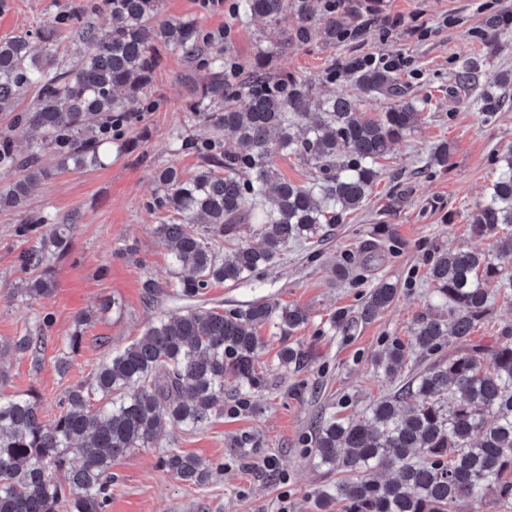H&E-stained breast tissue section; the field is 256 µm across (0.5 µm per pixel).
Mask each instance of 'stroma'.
I'll list each match as a JSON object with an SVG mask.
<instances>
[{
    "label": "stroma",
    "mask_w": 512,
    "mask_h": 512,
    "mask_svg": "<svg viewBox=\"0 0 512 512\" xmlns=\"http://www.w3.org/2000/svg\"><path fill=\"white\" fill-rule=\"evenodd\" d=\"M92 2L0 0V39L34 37L53 24L60 61L78 64V42L66 18L76 5ZM238 3L161 0V14L193 20L210 36V52H222L245 70L259 48L273 46L271 71L315 80L325 96L358 95L360 111L370 115L387 111L391 99L358 94L349 75L332 79L330 69L368 53L403 54L407 66L397 77L422 120L380 160V176L362 208L330 235L289 245L280 261L256 277L214 285L198 299V306L219 311L256 300L304 309L308 322L292 340L308 350V363L298 372L281 368L279 330L260 328L261 386L248 405H239L237 383L226 378L224 411L203 428L169 430L152 447L131 449L115 461L109 512H314L311 495L329 480L313 459L316 426L332 415L357 414L389 390L376 360L392 342H407L416 319L437 305L427 278L433 248L490 249L487 240L470 235L469 224L500 173L498 157L512 149V0H350V12L336 14L341 23L354 26L367 15L373 22L359 38L336 42L327 37L324 22L303 24L293 9L276 24L238 20ZM418 11L430 28L426 37L406 40L388 31L387 17L407 25ZM492 14L502 18L494 38L485 28ZM302 27L307 38L296 39ZM283 30L290 38L280 48ZM466 58L478 63L468 90L456 81ZM209 76L181 53L162 52L144 112L107 137L110 158L104 166L62 169L56 153H45L52 176L31 190L23 207H0V342L36 332L45 338L37 371L29 358L0 352V392L37 397L44 423L57 417L67 388L92 377L112 351L130 344L157 317L188 305L174 288L169 246L154 231L172 215L150 204L163 170L173 167L189 177L201 165L189 142L212 132L194 121L189 106ZM491 90L504 101L488 118L477 100ZM442 142L451 146L447 165L428 167ZM46 214L69 225L70 250L51 265L52 294L31 300L18 291L27 277L20 256L37 239L19 227ZM341 263L348 267L343 277L334 272ZM382 278L398 284L396 300L371 321L332 330L330 316L339 309L356 313ZM149 279L157 283L151 294L144 287ZM87 313L91 322L79 324ZM75 334L81 345L63 376L56 362ZM168 448L196 456L214 475L201 486L175 479L160 462Z\"/></svg>",
    "instance_id": "1"
}]
</instances>
